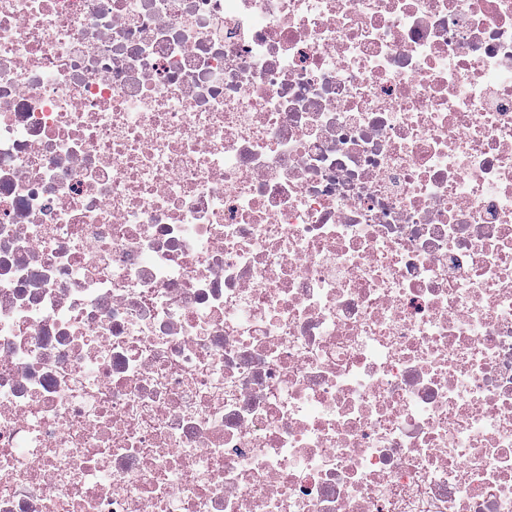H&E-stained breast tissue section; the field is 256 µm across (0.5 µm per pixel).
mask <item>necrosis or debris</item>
<instances>
[{
  "mask_svg": "<svg viewBox=\"0 0 512 512\" xmlns=\"http://www.w3.org/2000/svg\"><path fill=\"white\" fill-rule=\"evenodd\" d=\"M0 512H512V0H0Z\"/></svg>",
  "mask_w": 512,
  "mask_h": 512,
  "instance_id": "1",
  "label": "necrosis or debris"
}]
</instances>
